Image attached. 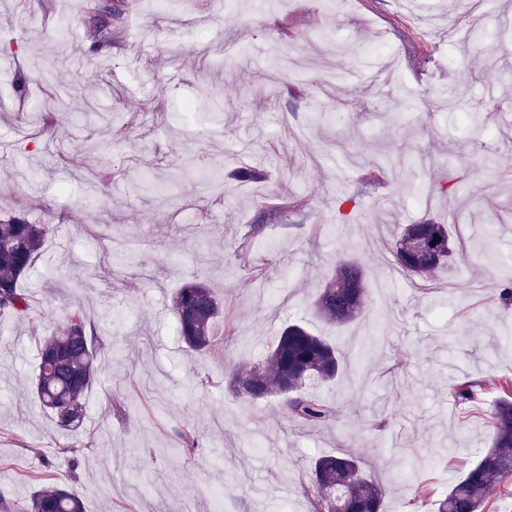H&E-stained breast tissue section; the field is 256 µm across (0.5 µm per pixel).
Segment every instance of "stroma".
Here are the masks:
<instances>
[{"label": "stroma", "instance_id": "35a3bbf8", "mask_svg": "<svg viewBox=\"0 0 512 512\" xmlns=\"http://www.w3.org/2000/svg\"><path fill=\"white\" fill-rule=\"evenodd\" d=\"M85 0H0V89H25L0 111V218L48 224L46 253L22 286L27 319L0 314V495L26 512L38 471L79 495L86 512H303L312 460L358 456L386 486L385 512H413V485L443 494L487 447L486 415L512 375V306L490 297L489 269L512 271V111L492 109L481 144L463 113L490 94L512 100V48L498 37L512 0H495L477 40H451L443 0H127L112 49L94 52ZM248 44L227 62L212 47ZM304 64L272 74L281 48ZM391 63L398 120L374 111L372 81ZM472 79L457 112L435 90ZM333 74L335 105L313 120L316 83ZM212 111H190L201 91ZM121 113L110 147L84 114ZM499 150L496 170L484 148ZM431 193L405 187L412 162ZM104 174L88 198L77 167ZM257 168L263 181L232 173ZM379 169L378 180L362 177ZM280 212L261 238V206ZM450 223L457 249L422 290L392 277L395 225ZM132 246L113 265L110 242ZM246 248L253 262L237 265ZM368 270L364 316L341 328L311 302L336 259ZM207 282L224 300L218 351L180 337L172 294ZM81 304L112 344L85 397L83 426L57 432L31 391L39 338ZM309 321L344 359L318 394L337 408L324 427L288 428L270 403L235 399L217 381L255 364L283 324ZM483 384L479 414L463 419L449 388ZM389 418L372 428L375 412ZM193 427L196 452L174 448ZM74 447L75 466L57 450Z\"/></svg>", "mask_w": 512, "mask_h": 512}]
</instances>
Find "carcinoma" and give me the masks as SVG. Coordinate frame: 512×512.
<instances>
[{
	"instance_id": "carcinoma-1",
	"label": "carcinoma",
	"mask_w": 512,
	"mask_h": 512,
	"mask_svg": "<svg viewBox=\"0 0 512 512\" xmlns=\"http://www.w3.org/2000/svg\"><path fill=\"white\" fill-rule=\"evenodd\" d=\"M126 0H113L107 13L87 6L85 23L98 44L112 43L111 19L125 11ZM51 228L25 218L0 220V310L18 317L30 308L28 295L20 288L40 256ZM393 265L400 275L423 287L448 269V227L430 219L406 224L389 246ZM367 271L357 259L343 258L333 275L318 290L312 311L323 322L342 326L359 318L367 296ZM494 297L512 303V278L494 273ZM179 335L193 352H210L219 347L214 324L223 314V303L201 281L186 283L173 301ZM112 352L107 337L80 306L72 308L62 329L45 337L38 349V368L33 383L39 403L49 411L58 427L75 431L85 418V395L98 380L101 355ZM341 357L322 336L304 322L285 325L271 343L264 361L240 365L228 375V389L245 401H274V410L289 426L315 427L330 421L335 410L314 395L311 388L336 378ZM480 385L464 381L454 386L452 396L459 404L477 399ZM500 396L489 412L490 446L482 451L462 476L436 500L428 490L415 491L421 508L434 512H488L496 488L512 484V378L499 381ZM312 490L305 491L308 512H383V488L362 468L355 456L321 455L311 467ZM47 482L31 498L28 512H85L83 501L67 488Z\"/></svg>"
}]
</instances>
